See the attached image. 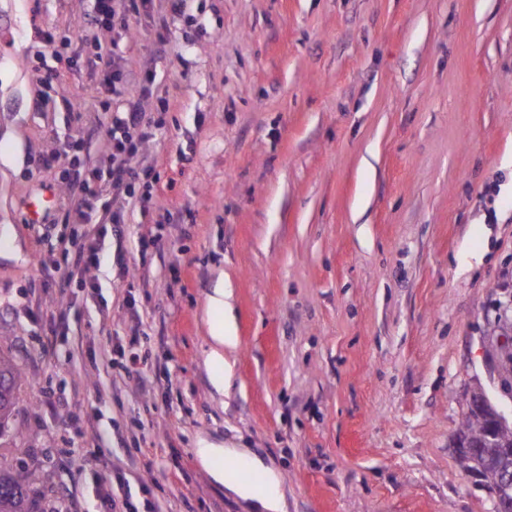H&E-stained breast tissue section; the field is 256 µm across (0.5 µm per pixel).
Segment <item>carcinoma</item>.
<instances>
[{
  "label": "carcinoma",
  "instance_id": "1",
  "mask_svg": "<svg viewBox=\"0 0 512 512\" xmlns=\"http://www.w3.org/2000/svg\"><path fill=\"white\" fill-rule=\"evenodd\" d=\"M25 373L19 361L10 353L0 349V437L8 432L11 421L17 416L21 401L20 388ZM490 414L485 410L468 409L458 432L477 440L489 431ZM464 472L477 471L489 482L493 474L489 454L472 457L466 452L458 455ZM51 472L45 469H31L13 459L0 456V512H40L32 493L50 482Z\"/></svg>",
  "mask_w": 512,
  "mask_h": 512
}]
</instances>
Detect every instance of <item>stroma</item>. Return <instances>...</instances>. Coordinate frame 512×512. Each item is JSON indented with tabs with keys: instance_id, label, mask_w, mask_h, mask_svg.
Here are the masks:
<instances>
[{
	"instance_id": "stroma-1",
	"label": "stroma",
	"mask_w": 512,
	"mask_h": 512,
	"mask_svg": "<svg viewBox=\"0 0 512 512\" xmlns=\"http://www.w3.org/2000/svg\"><path fill=\"white\" fill-rule=\"evenodd\" d=\"M147 11L98 28L95 0H0V336L27 379L0 455L50 469L43 512H99L119 468L169 512H254L206 445L256 453L286 512H488L453 439L474 387L512 409L489 363L512 299V0H184L164 31L166 0ZM115 42L132 83L88 64ZM50 74L80 111L34 108ZM148 74L151 199L120 241L98 212L97 288L58 290L37 260L62 261L70 197L31 161L78 138L98 159ZM103 345L111 375L81 370ZM73 414L106 449L79 466Z\"/></svg>"
}]
</instances>
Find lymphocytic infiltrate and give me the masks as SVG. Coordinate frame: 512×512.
Listing matches in <instances>:
<instances>
[{
  "mask_svg": "<svg viewBox=\"0 0 512 512\" xmlns=\"http://www.w3.org/2000/svg\"><path fill=\"white\" fill-rule=\"evenodd\" d=\"M162 125L142 112L138 100L128 99L120 117L107 129L111 151L90 167L66 170L63 183L72 205L64 216L71 224L70 236L61 238L60 249L66 262L58 268L61 284L79 281L81 287L96 288V273L101 266L97 240L89 224L97 205L112 211L115 234H122L125 210L135 199L137 185L147 183L150 168L141 166L137 157L144 144L156 138Z\"/></svg>",
  "mask_w": 512,
  "mask_h": 512,
  "instance_id": "lymphocytic-infiltrate-1",
  "label": "lymphocytic infiltrate"
}]
</instances>
